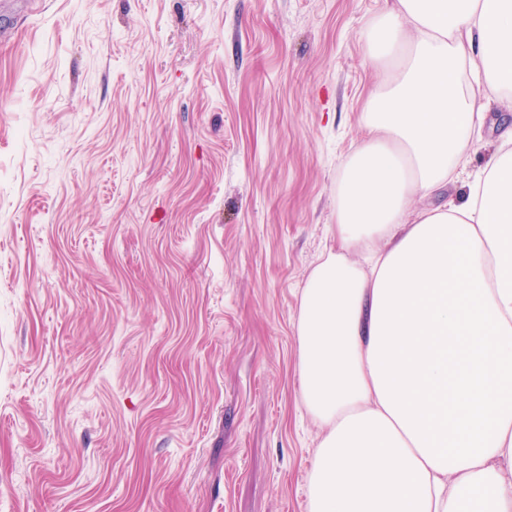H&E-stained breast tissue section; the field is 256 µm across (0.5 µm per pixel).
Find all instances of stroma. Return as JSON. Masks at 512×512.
Masks as SVG:
<instances>
[{
  "label": "stroma",
  "instance_id": "1",
  "mask_svg": "<svg viewBox=\"0 0 512 512\" xmlns=\"http://www.w3.org/2000/svg\"><path fill=\"white\" fill-rule=\"evenodd\" d=\"M383 0H15L0 512H308L295 324Z\"/></svg>",
  "mask_w": 512,
  "mask_h": 512
}]
</instances>
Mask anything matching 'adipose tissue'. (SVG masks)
Segmentation results:
<instances>
[{"mask_svg": "<svg viewBox=\"0 0 512 512\" xmlns=\"http://www.w3.org/2000/svg\"><path fill=\"white\" fill-rule=\"evenodd\" d=\"M364 39L383 79L296 322L309 512H512V123L442 195L483 146L477 90L512 103V0H389Z\"/></svg>", "mask_w": 512, "mask_h": 512, "instance_id": "obj_1", "label": "adipose tissue"}]
</instances>
